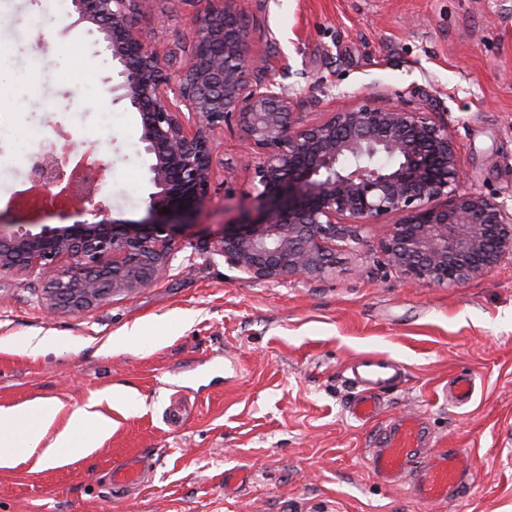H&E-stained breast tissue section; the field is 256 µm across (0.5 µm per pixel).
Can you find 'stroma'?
<instances>
[{
  "label": "stroma",
  "instance_id": "stroma-1",
  "mask_svg": "<svg viewBox=\"0 0 512 512\" xmlns=\"http://www.w3.org/2000/svg\"><path fill=\"white\" fill-rule=\"evenodd\" d=\"M207 0H145L147 41L184 45ZM259 79L286 87L299 117L320 121L378 94L447 120L467 185L512 200V0H243ZM99 35L72 0H0V224L91 221L90 213L11 207L31 180L18 157L65 130L110 163L96 198L109 220L146 215L153 187L137 113L109 104L112 71ZM84 82L70 109L69 81ZM214 179L176 261L157 284L83 311L47 315L39 280L0 274V340L62 337L32 357L0 350V408L52 399L64 411L105 391L110 421L92 448L54 464L0 467V512H512V257L453 285L411 280L388 266L382 242L398 215L360 232L334 275L247 280L210 246L253 207L247 133L215 135ZM139 327L128 348L111 337ZM381 354L405 369L385 414L348 413L347 366ZM474 379L464 405L449 396ZM419 417L430 436L468 456L473 479L457 499L424 502L380 481L366 456L383 429ZM149 457L145 481L112 489L114 463Z\"/></svg>",
  "mask_w": 512,
  "mask_h": 512
}]
</instances>
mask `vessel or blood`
Here are the masks:
<instances>
[{
  "label": "vessel or blood",
  "instance_id": "obj_1",
  "mask_svg": "<svg viewBox=\"0 0 512 512\" xmlns=\"http://www.w3.org/2000/svg\"><path fill=\"white\" fill-rule=\"evenodd\" d=\"M351 374L355 393L349 413L366 424L383 413L382 394L401 382L404 369L396 360L376 355L355 361ZM366 463L384 483L405 484L413 497L427 502L459 497L472 479L469 460L455 449L430 447L419 421L412 416L385 431L380 447L369 453ZM149 468L146 457L126 458L113 466L112 483L128 487L140 481Z\"/></svg>",
  "mask_w": 512,
  "mask_h": 512
}]
</instances>
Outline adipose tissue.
<instances>
[{
  "label": "adipose tissue",
  "mask_w": 512,
  "mask_h": 512,
  "mask_svg": "<svg viewBox=\"0 0 512 512\" xmlns=\"http://www.w3.org/2000/svg\"><path fill=\"white\" fill-rule=\"evenodd\" d=\"M60 408L55 401L0 409V466L18 456L38 455L41 462H56L71 448H88L104 433L107 421L92 406L72 411L60 431H53Z\"/></svg>",
  "instance_id": "ef3b65f1"
}]
</instances>
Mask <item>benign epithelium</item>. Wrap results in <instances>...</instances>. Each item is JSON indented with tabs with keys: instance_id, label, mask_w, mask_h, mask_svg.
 <instances>
[{
	"instance_id": "obj_1",
	"label": "benign epithelium",
	"mask_w": 512,
	"mask_h": 512,
	"mask_svg": "<svg viewBox=\"0 0 512 512\" xmlns=\"http://www.w3.org/2000/svg\"><path fill=\"white\" fill-rule=\"evenodd\" d=\"M141 2L72 0L77 22L95 26L117 62L104 79L111 103L141 116L154 188L149 217L44 225L37 233L24 224L0 228V273H37L49 310H84L171 269L176 240L210 191L214 132L232 118L261 157L256 206L224 225L213 248L252 281L333 274L336 242L351 247L353 229L393 213L401 219L383 241L386 261L414 280L455 285L512 255V204L461 189L465 173L448 124L377 96L305 123L279 84L250 79L261 61L250 54L238 0H208L186 61L142 39ZM382 155L397 164L375 165ZM74 178L45 151L31 188L67 187Z\"/></svg>"
}]
</instances>
